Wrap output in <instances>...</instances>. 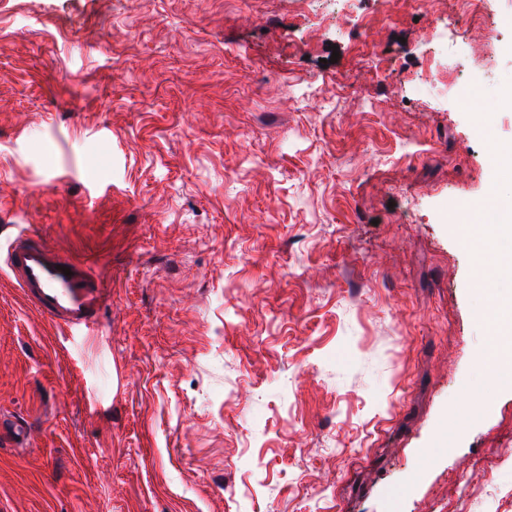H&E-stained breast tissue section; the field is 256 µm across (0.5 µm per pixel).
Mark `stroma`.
<instances>
[{
    "mask_svg": "<svg viewBox=\"0 0 512 512\" xmlns=\"http://www.w3.org/2000/svg\"><path fill=\"white\" fill-rule=\"evenodd\" d=\"M511 88L512 0H0V243L112 290L85 340L0 276V419L33 425L0 512H512L451 230L512 198Z\"/></svg>",
    "mask_w": 512,
    "mask_h": 512,
    "instance_id": "1",
    "label": "stroma"
}]
</instances>
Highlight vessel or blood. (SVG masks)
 <instances>
[{"label":"vessel or blood","instance_id":"b4317fda","mask_svg":"<svg viewBox=\"0 0 512 512\" xmlns=\"http://www.w3.org/2000/svg\"><path fill=\"white\" fill-rule=\"evenodd\" d=\"M0 272L33 309L71 336L97 329L112 300L103 277L57 249L33 227L17 229L10 238Z\"/></svg>","mask_w":512,"mask_h":512}]
</instances>
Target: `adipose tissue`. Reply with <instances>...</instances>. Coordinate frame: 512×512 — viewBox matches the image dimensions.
<instances>
[{"label":"adipose tissue","instance_id":"ef3b65f1","mask_svg":"<svg viewBox=\"0 0 512 512\" xmlns=\"http://www.w3.org/2000/svg\"><path fill=\"white\" fill-rule=\"evenodd\" d=\"M462 212L466 215L483 213L494 225L490 233L465 223L456 224L455 231L473 256L471 289L494 300L490 346L482 352L481 360L493 367L500 378L512 383V302L499 303L495 300L503 273L512 269V205H504L496 190L492 189L479 200L465 205Z\"/></svg>","mask_w":512,"mask_h":512}]
</instances>
